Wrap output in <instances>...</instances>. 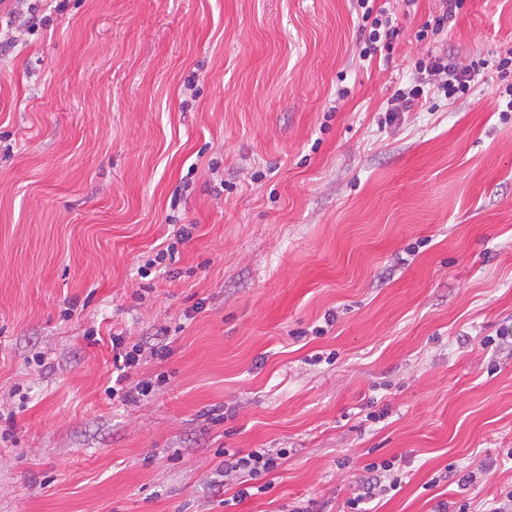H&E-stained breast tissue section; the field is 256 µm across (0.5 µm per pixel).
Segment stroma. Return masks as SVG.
<instances>
[{
    "label": "stroma",
    "mask_w": 512,
    "mask_h": 512,
    "mask_svg": "<svg viewBox=\"0 0 512 512\" xmlns=\"http://www.w3.org/2000/svg\"><path fill=\"white\" fill-rule=\"evenodd\" d=\"M35 5L0 0V512H337L383 461L369 512L512 489V112L492 71L386 111L432 49L511 56L512 0L422 41L418 0L369 61L353 0ZM115 332L170 344L140 401ZM111 343L114 364L117 370L120 371L115 379V386L117 387L112 386V395L124 391L122 397L125 401L136 402L140 399V396H147L152 389L151 382L144 380L138 381L134 385L125 383L129 378L128 371L133 368L136 369L142 363L141 350L137 349L136 346L129 350L125 344L123 333H113ZM224 477L234 472L237 475L240 485L250 481L262 480L272 474L282 463L281 460L288 456L287 449L260 448L245 455L239 453L224 452ZM247 485V484H245Z\"/></svg>",
    "instance_id": "stroma-1"
}]
</instances>
